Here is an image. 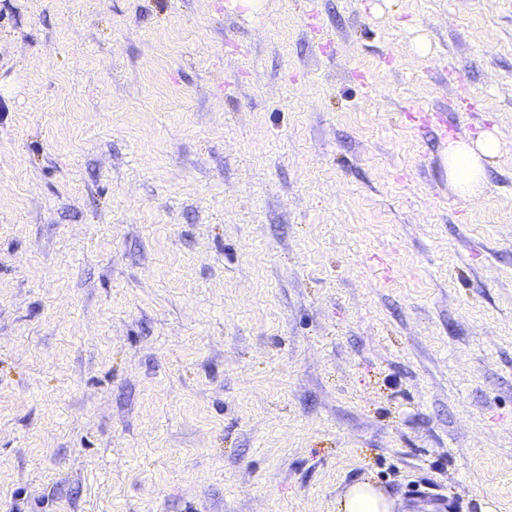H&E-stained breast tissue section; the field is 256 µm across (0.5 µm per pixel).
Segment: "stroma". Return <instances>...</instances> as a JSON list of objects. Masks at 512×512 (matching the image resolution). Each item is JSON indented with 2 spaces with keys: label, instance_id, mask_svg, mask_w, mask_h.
Here are the masks:
<instances>
[{
  "label": "stroma",
  "instance_id": "stroma-1",
  "mask_svg": "<svg viewBox=\"0 0 512 512\" xmlns=\"http://www.w3.org/2000/svg\"><path fill=\"white\" fill-rule=\"evenodd\" d=\"M512 0H0V512H512ZM506 144L491 133L473 141L457 139L448 144V179L460 195L469 199L479 197L483 187L484 163L499 156ZM395 501L369 480L348 486L336 499V512H397Z\"/></svg>",
  "mask_w": 512,
  "mask_h": 512
}]
</instances>
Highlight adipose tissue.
I'll return each mask as SVG.
<instances>
[{"label": "adipose tissue", "mask_w": 512, "mask_h": 512, "mask_svg": "<svg viewBox=\"0 0 512 512\" xmlns=\"http://www.w3.org/2000/svg\"><path fill=\"white\" fill-rule=\"evenodd\" d=\"M505 143L493 134L473 141L457 139L448 145V178L461 196L478 198L484 179V163L499 156ZM396 504L374 482L363 480L348 486L336 500V512H395Z\"/></svg>", "instance_id": "adipose-tissue-1"}]
</instances>
